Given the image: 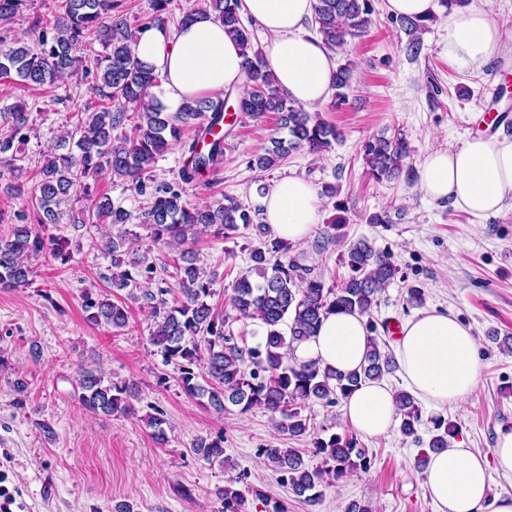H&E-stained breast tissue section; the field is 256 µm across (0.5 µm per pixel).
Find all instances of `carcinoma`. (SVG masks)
<instances>
[{"label":"carcinoma","instance_id":"cac0c4a2","mask_svg":"<svg viewBox=\"0 0 512 512\" xmlns=\"http://www.w3.org/2000/svg\"><path fill=\"white\" fill-rule=\"evenodd\" d=\"M27 0H0V24L7 25L26 6ZM63 13L51 18L36 17L27 39L0 36V85L17 82L24 86L65 85L79 71L90 72L81 47L96 40L104 54L95 59L100 70L92 90L100 104L91 112L78 116L74 129L60 139L57 152L44 157L39 180L29 189L21 181L23 168L14 163V142L26 140L31 132L28 113L20 105L0 109V165L14 179L16 195L29 194L33 224H17L0 236V288H20L31 284L33 271L29 257L50 253L66 262L70 259L66 241L43 233V227L57 223L56 208L73 193L75 175L98 179L108 173L129 183L141 196H150V204L139 219L149 226L156 242L181 249V263L174 265L179 297L173 305L163 299L167 289L152 291L156 267L144 255L125 262L118 253L125 238L119 234L102 242L103 253L112 257V287L130 286L143 289L141 299L157 318L151 342L166 361L177 366L183 390L217 411L231 405L242 413L260 407L280 415L276 427L291 438L309 432V418L303 414L311 401L334 404L349 397L362 383L380 381L397 367L392 352L381 346L377 337H368L365 363L347 374L322 371L315 364H301L287 359V352L317 332L321 319L329 312H357L369 318L374 329L372 311L379 296L399 274V268L386 251L376 249L365 240L349 246L342 255L348 276L328 286L323 275L288 256L290 243L280 238L262 240L249 248L251 269L259 279L247 273L237 278L229 298L233 317L220 315L208 303L213 282L205 278L196 265L193 253L184 248L199 228H215L218 236L233 240L240 225L253 223L250 211L233 196H224L208 205L187 199V186L199 176L216 173L224 164L225 139L231 134L228 120L230 94L204 95L185 105L179 112H165L160 104H150L149 89L161 84V76L140 62L133 52L137 37L130 29L127 15L118 0H62ZM173 0H150L151 12L137 25L142 31L169 21ZM212 11L224 23V30L240 44L248 89L236 97L235 111L255 119L275 120L272 133L261 152L248 161L249 166L268 171L299 149L321 153L337 140L336 128L289 100L267 69L264 56L254 48L252 33L240 14V0H203L202 4L183 11L181 20L193 11ZM374 13L372 0H316L313 23L323 44L330 50L341 48L348 40L367 33ZM426 18L401 17L402 28L412 36L411 55L418 56L421 42L418 32ZM351 72L339 66L332 81L339 103L346 102ZM137 115L130 131L123 130L129 112ZM121 130L116 135L114 131ZM178 146L188 154L185 164L171 182L152 184L149 176L158 156ZM362 158L372 179L391 181L403 170L410 150L398 135H380L361 146ZM92 219L97 224L123 225L132 213L112 202L106 195L90 196ZM127 268H122V265ZM82 306L87 319L96 325L124 328L129 312L123 303L98 299L87 293ZM251 320L263 329V336L253 346L233 333L232 324ZM78 399L93 413L128 414L130 391L106 378L96 369H81L77 380ZM394 401L399 415V431L416 444H426L419 455L417 468L425 467L428 452L448 447L455 425L442 415L423 419V411L409 392L398 390ZM429 422L428 440L419 435L420 427ZM147 424L157 444L167 442V419L163 412L148 415ZM315 455L320 465L309 467L296 448H263L265 458L279 482L291 491L316 504L325 484L369 468L365 449L354 437L332 434L314 438ZM193 450L208 463H224V436L201 437ZM224 500V512H248V500L232 485L218 491Z\"/></svg>","mask_w":512,"mask_h":512}]
</instances>
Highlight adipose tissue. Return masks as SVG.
I'll list each match as a JSON object with an SVG mask.
<instances>
[{"mask_svg":"<svg viewBox=\"0 0 512 512\" xmlns=\"http://www.w3.org/2000/svg\"><path fill=\"white\" fill-rule=\"evenodd\" d=\"M242 11L267 36L264 58L283 92L298 105L314 108L330 94L334 60L305 24L315 0H240ZM505 48L502 26L479 8L448 17L446 52L450 65L476 69ZM138 59L165 80L153 93L166 111L177 112L207 93H242L246 82L239 45L212 12L195 13L187 23L155 25L141 31ZM428 198L451 200L475 219L512 204V138L479 135L461 148L429 153L418 171ZM264 221L276 237L306 241L318 222V197L299 176H287L264 191ZM366 319L356 313L325 317L315 336L296 344L298 362L347 373L359 368L367 351ZM401 376L412 395L435 408L456 405L473 395L481 376L477 342L469 326L451 313L421 310L406 321L396 343ZM345 420L360 434L383 435L398 415L392 390L383 382L362 385L344 401ZM512 475V429L499 433L490 454L448 446L430 453L424 469L426 495L436 512H512V495H489L491 471Z\"/></svg>","mask_w":512,"mask_h":512,"instance_id":"ef3b65f1","label":"adipose tissue"}]
</instances>
